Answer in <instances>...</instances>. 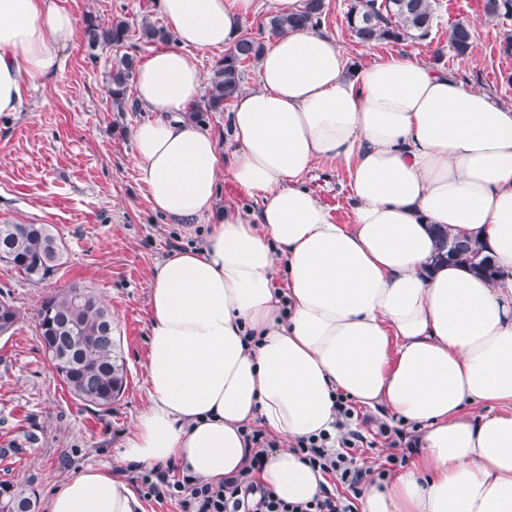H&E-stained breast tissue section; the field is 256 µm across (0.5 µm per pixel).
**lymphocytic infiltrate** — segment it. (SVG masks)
<instances>
[{
	"mask_svg": "<svg viewBox=\"0 0 512 512\" xmlns=\"http://www.w3.org/2000/svg\"><path fill=\"white\" fill-rule=\"evenodd\" d=\"M340 426L347 432L338 445H331L327 435L298 440L295 446L304 461L312 468L335 475L347 490L346 495L323 489L321 496L305 503H288L275 492L258 483L269 449L275 441L258 427H247L244 439L254 453L249 462L224 482L212 484L189 473H176L175 469L149 468L140 470L138 479L144 497L158 501H176L179 512H354V498L360 497L363 486L371 475L370 469L359 463V450L365 438L347 424L354 415L352 406L338 401Z\"/></svg>",
	"mask_w": 512,
	"mask_h": 512,
	"instance_id": "obj_1",
	"label": "lymphocytic infiltrate"
}]
</instances>
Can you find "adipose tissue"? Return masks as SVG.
I'll list each match as a JSON object with an SVG mask.
<instances>
[{
    "label": "adipose tissue",
    "mask_w": 512,
    "mask_h": 512,
    "mask_svg": "<svg viewBox=\"0 0 512 512\" xmlns=\"http://www.w3.org/2000/svg\"><path fill=\"white\" fill-rule=\"evenodd\" d=\"M176 45L139 63L133 134L153 210L206 214L200 246L154 270L148 406L119 457L216 483L260 422L288 442L335 433L338 395L421 429L403 472L369 484L361 512H512V104L406 53L349 68L334 36L267 37L257 84L224 115L230 148L190 122L195 51L231 48L258 0H152ZM79 24L59 0H0V113L63 69ZM349 173L340 224L304 181ZM228 177L258 211H213ZM491 252L497 274L434 265L431 225ZM484 407L467 416L466 408ZM257 479L306 502L326 476L289 447ZM47 512H143L135 490L88 466Z\"/></svg>",
    "instance_id": "adipose-tissue-1"
}]
</instances>
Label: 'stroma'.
Returning <instances> with one entry per match:
<instances>
[{"mask_svg": "<svg viewBox=\"0 0 512 512\" xmlns=\"http://www.w3.org/2000/svg\"><path fill=\"white\" fill-rule=\"evenodd\" d=\"M77 20L149 16L147 0H60ZM323 32L334 35L354 66H367L409 50L498 102L512 103V57L499 45L512 20H494L483 0H431L434 24L427 38L372 46L358 43L346 13L351 0H325ZM467 22L474 50L458 56L448 29ZM62 72L25 88L19 111L0 115V224L53 225L67 262L53 279L33 285L0 263V291L22 311L12 336L0 337V482L31 486L46 499L86 466L108 467L128 483L136 470L118 458L133 420L148 405L146 362L150 291L155 267L174 249L200 245L204 219L183 224L155 212L133 160V133L148 120L143 110L116 112L107 94L111 49L89 52L83 39L67 49ZM345 167L317 169L309 188L334 219L347 223L351 201ZM77 284L95 290L110 308L125 358L128 384L109 411L75 400L51 368L39 341L35 315L45 297ZM351 427L369 440L361 461L374 472L399 473L387 434L419 438L415 426L385 411L359 409Z\"/></svg>", "mask_w": 512, "mask_h": 512, "instance_id": "obj_1", "label": "stroma"}]
</instances>
